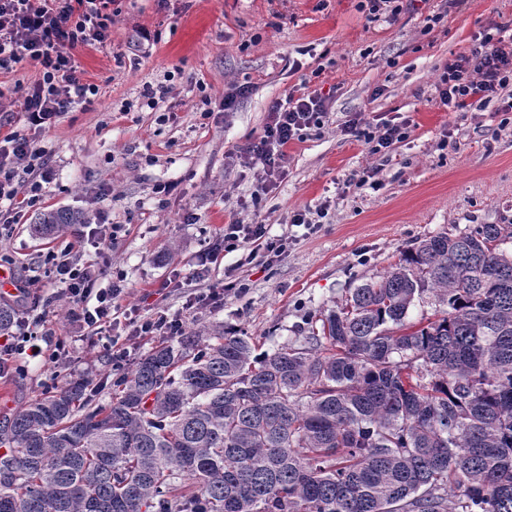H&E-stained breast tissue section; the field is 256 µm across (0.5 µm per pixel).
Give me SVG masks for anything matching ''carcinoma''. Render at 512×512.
Returning <instances> with one entry per match:
<instances>
[{
  "label": "carcinoma",
  "instance_id": "1",
  "mask_svg": "<svg viewBox=\"0 0 512 512\" xmlns=\"http://www.w3.org/2000/svg\"><path fill=\"white\" fill-rule=\"evenodd\" d=\"M508 242L511 224L439 232L272 353L217 325L107 401L71 382L0 411V512H512Z\"/></svg>",
  "mask_w": 512,
  "mask_h": 512
}]
</instances>
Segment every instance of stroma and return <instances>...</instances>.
Returning <instances> with one entry per match:
<instances>
[{
	"instance_id": "35a3bbf8",
	"label": "stroma",
	"mask_w": 512,
	"mask_h": 512,
	"mask_svg": "<svg viewBox=\"0 0 512 512\" xmlns=\"http://www.w3.org/2000/svg\"><path fill=\"white\" fill-rule=\"evenodd\" d=\"M439 7L416 0L396 22L370 23L360 0H115L107 41L71 51L99 87L94 104L31 131L21 89L36 68L26 61L0 71V137L32 134L55 174L39 209L0 232V262L15 280L41 277L46 255L68 238H35L30 224L41 209L77 210L92 224L123 227L107 256L92 247L79 256L106 259V281L123 279L122 311L142 319L182 314L186 336L220 323L270 352L306 335L314 316L419 240L512 224V123L489 109L448 111L434 90L443 66L470 54L478 31L512 21V0H466L426 30L425 16ZM145 32L155 38L147 54ZM293 59L300 70L290 68ZM305 78L310 89L331 93L330 112L322 129L289 144L281 176L265 185L244 149L261 135L270 108ZM158 83L168 94L155 109L139 108L146 85ZM245 83L252 93L235 111H221L225 94ZM358 112L406 119L410 135L386 154L371 153L341 131ZM369 171L380 190L356 187ZM164 183L170 195L155 194ZM263 188L257 212L251 198ZM323 204L328 214L317 233L292 225L294 212ZM255 219L269 237L288 240L274 264L224 250L225 224ZM228 277L246 283V292L184 312L188 299ZM42 294L22 310L69 339V354L55 365L14 355L15 370L0 375V411L80 378L96 398L109 399L111 348L80 340L50 289Z\"/></svg>"
}]
</instances>
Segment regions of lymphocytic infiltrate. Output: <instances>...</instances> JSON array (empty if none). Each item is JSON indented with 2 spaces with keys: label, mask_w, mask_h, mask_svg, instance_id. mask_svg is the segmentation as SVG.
<instances>
[{
  "label": "lymphocytic infiltrate",
  "mask_w": 512,
  "mask_h": 512,
  "mask_svg": "<svg viewBox=\"0 0 512 512\" xmlns=\"http://www.w3.org/2000/svg\"><path fill=\"white\" fill-rule=\"evenodd\" d=\"M111 3L112 0H0V70L26 59L40 70L38 79L21 95L30 128L42 129L70 108L92 103L98 87L85 80L69 50L79 44L107 40L112 25ZM434 89L440 103L452 112L491 106L499 112H512V28L493 23L480 31L470 55L449 61ZM329 104V96L314 90L288 96L285 102L272 107L262 134L246 149L248 156L262 164L266 178L281 173L285 146L320 127ZM342 130L378 154L406 139L410 126L405 120L381 118L373 122L358 113L344 122ZM21 166L36 175L24 187L16 179ZM51 176L46 152L35 139L18 132L1 138L0 224L16 223L19 209L38 206ZM120 230V225L115 224L107 233L77 234L61 253L47 257V274L61 287L57 299L63 309L90 335L100 339L111 336L123 290L117 285L100 287L104 266L96 262L81 266L75 258L90 245L102 254L111 250ZM259 241L263 242L270 263L281 256L287 245L286 240L267 237L265 225L258 221L231 223L224 229L225 251H245ZM48 334L41 323L17 318L14 331L0 341V354L8 356L26 349L32 356L43 355L48 362H56L57 354H44L40 345Z\"/></svg>",
  "instance_id": "lymphocytic-infiltrate-1"
}]
</instances>
